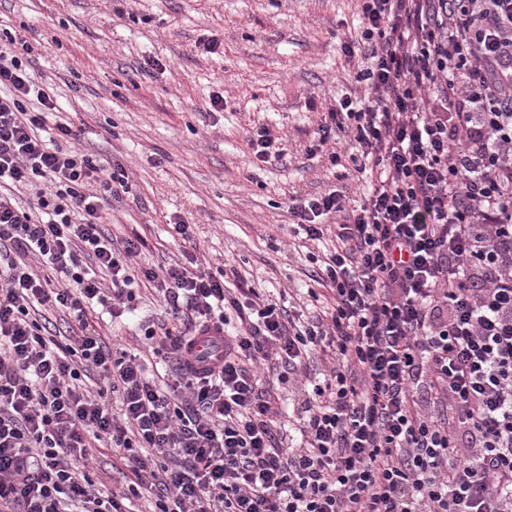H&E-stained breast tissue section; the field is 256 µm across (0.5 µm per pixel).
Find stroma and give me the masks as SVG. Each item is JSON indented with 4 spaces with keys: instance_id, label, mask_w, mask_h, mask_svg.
I'll return each instance as SVG.
<instances>
[{
    "instance_id": "1",
    "label": "stroma",
    "mask_w": 512,
    "mask_h": 512,
    "mask_svg": "<svg viewBox=\"0 0 512 512\" xmlns=\"http://www.w3.org/2000/svg\"><path fill=\"white\" fill-rule=\"evenodd\" d=\"M359 0H0V30L27 41L49 89L100 164L121 163L131 193L103 205L113 235L142 234V260L180 259L168 225L193 226L202 266L231 264L272 294H306L309 253L295 236L291 196L365 187L352 163L334 167L304 148L323 109L355 91L342 52L361 33ZM216 38L220 54L202 40ZM224 109H208L213 92ZM266 123L286 158L256 162L252 128ZM132 315L104 320L112 348H136L137 326L165 319L162 297L139 290Z\"/></svg>"
}]
</instances>
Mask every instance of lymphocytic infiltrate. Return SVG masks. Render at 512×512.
Masks as SVG:
<instances>
[{
	"instance_id": "obj_1",
	"label": "lymphocytic infiltrate",
	"mask_w": 512,
	"mask_h": 512,
	"mask_svg": "<svg viewBox=\"0 0 512 512\" xmlns=\"http://www.w3.org/2000/svg\"><path fill=\"white\" fill-rule=\"evenodd\" d=\"M361 22L343 52L368 91L330 102L305 151L336 166L349 140L371 180L291 199L306 240L336 221L304 318L191 253L135 265L147 240L113 237L101 206L124 167L60 148L68 123L39 136L58 103L29 46L0 44V185L46 182L33 214L0 193V512H128L143 491L155 512H512V0H361ZM141 286L170 308L143 330L163 380L88 321ZM232 319L197 370V334ZM317 353L293 447L276 385ZM98 445L125 487L95 488Z\"/></svg>"
}]
</instances>
